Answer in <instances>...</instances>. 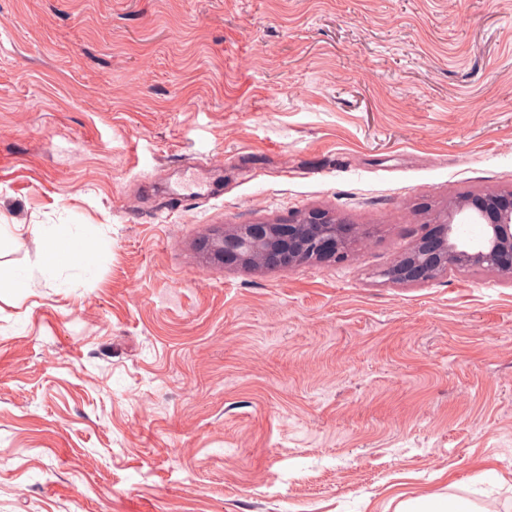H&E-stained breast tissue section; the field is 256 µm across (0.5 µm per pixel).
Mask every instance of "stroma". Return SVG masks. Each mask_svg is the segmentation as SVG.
I'll list each match as a JSON object with an SVG mask.
<instances>
[{
	"mask_svg": "<svg viewBox=\"0 0 512 512\" xmlns=\"http://www.w3.org/2000/svg\"><path fill=\"white\" fill-rule=\"evenodd\" d=\"M510 188L512 0H0V512H512V282L381 276ZM357 229L355 224L313 210L287 222L236 224L224 229L217 241L201 247L206 257H214L224 267L289 271L301 264L343 257ZM36 234L44 241L46 253L44 269L46 274L51 275L56 269V266L71 257H77L79 262L84 266L86 272H90L93 269V262L90 256L84 253H80L76 256L74 255L73 239L60 237L51 227L46 225L37 227Z\"/></svg>",
	"mask_w": 512,
	"mask_h": 512,
	"instance_id": "obj_1",
	"label": "stroma"
}]
</instances>
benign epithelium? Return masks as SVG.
I'll use <instances>...</instances> for the list:
<instances>
[{
	"label": "benign epithelium",
	"mask_w": 512,
	"mask_h": 512,
	"mask_svg": "<svg viewBox=\"0 0 512 512\" xmlns=\"http://www.w3.org/2000/svg\"><path fill=\"white\" fill-rule=\"evenodd\" d=\"M485 227L475 246L452 239L459 214ZM358 226L313 210L286 222L236 224L215 242L202 244L206 257L229 268L289 271L311 262L344 256ZM496 271L512 280V190L469 195L425 232L395 264L382 272L397 285H419L451 269Z\"/></svg>",
	"instance_id": "benign-epithelium-1"
}]
</instances>
